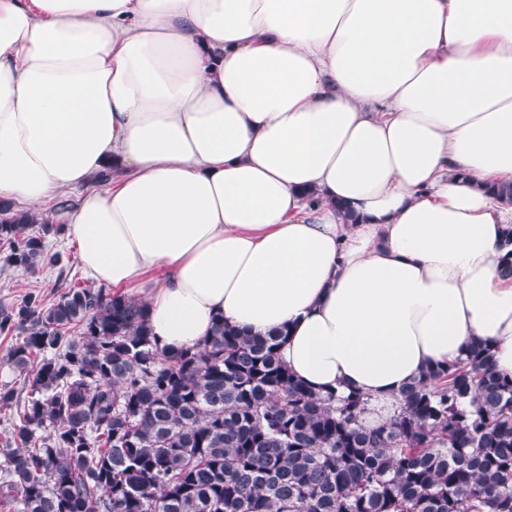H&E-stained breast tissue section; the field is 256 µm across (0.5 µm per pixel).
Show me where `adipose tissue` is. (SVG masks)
Listing matches in <instances>:
<instances>
[{"instance_id":"ef3b65f1","label":"adipose tissue","mask_w":512,"mask_h":512,"mask_svg":"<svg viewBox=\"0 0 512 512\" xmlns=\"http://www.w3.org/2000/svg\"><path fill=\"white\" fill-rule=\"evenodd\" d=\"M106 169L68 233L159 347L281 335L367 427L473 343L512 376V0H0V198Z\"/></svg>"}]
</instances>
